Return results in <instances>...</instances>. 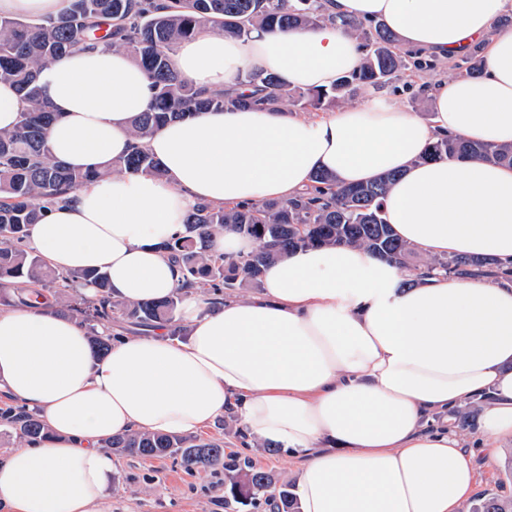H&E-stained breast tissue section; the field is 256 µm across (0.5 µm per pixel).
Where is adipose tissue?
<instances>
[{"mask_svg": "<svg viewBox=\"0 0 512 512\" xmlns=\"http://www.w3.org/2000/svg\"><path fill=\"white\" fill-rule=\"evenodd\" d=\"M330 15L383 20L403 48L448 61L481 44L484 71L429 89L419 118L367 97L320 116L248 108L169 123L146 143L165 176L117 175L84 186L32 225L31 248L54 269L99 270L115 298L162 299L182 277L162 243L206 202L285 201L315 172L343 185L399 172L389 224L430 257L483 256L512 268V167L479 159L421 162L438 138L512 143V0H326ZM364 51L342 27L239 41L207 31L171 62L207 91L244 69L328 89ZM58 118L52 156L105 169L130 153L131 120L152 97L123 51L81 50L44 66ZM413 287H406V280ZM187 330L124 338L103 358L79 320L52 303L0 308V392L34 411L51 436L0 461L5 512H101L114 460L102 442L131 430L190 436L227 409L249 441L298 459L302 512H461L477 473L449 423L488 399L480 440H512V282L401 271L364 248L300 249L269 265L254 294L207 307L184 299Z\"/></svg>", "mask_w": 512, "mask_h": 512, "instance_id": "obj_1", "label": "adipose tissue"}]
</instances>
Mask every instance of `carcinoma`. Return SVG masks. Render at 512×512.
<instances>
[{
    "label": "carcinoma",
    "instance_id": "1",
    "mask_svg": "<svg viewBox=\"0 0 512 512\" xmlns=\"http://www.w3.org/2000/svg\"><path fill=\"white\" fill-rule=\"evenodd\" d=\"M65 9L39 19L0 18V82L16 86L22 100L20 118L13 129L0 130V282L37 284L58 288L56 306L89 329L95 352L104 356L112 337L98 334L107 323H129L153 328L174 322L181 296L143 302L112 298L106 274L63 273L49 267L38 255L23 248L30 225L39 223L50 207L89 182L114 172L165 176L161 164L144 148V142L162 124L190 118L208 109L261 106L283 109L320 108L365 92L385 89L393 80L430 64L402 51L396 35L379 20H345L343 26L365 50L360 68L342 75L327 90H306L284 85L276 76L247 71L238 76L242 91H205L176 73L169 54L183 40L204 31L246 40L252 29L288 31L316 28L330 17L322 0H66ZM103 45L125 51L149 74L153 95L148 109L131 122L137 145L111 167L70 169L51 156L46 136L58 114L40 96V69L89 46ZM483 72L480 47L468 50L460 75ZM479 158L512 165V144L473 143L441 137L423 156L425 160ZM396 180L393 173L373 181L343 186L327 173L314 176L305 192L286 201L216 207L196 205L186 216L183 232L163 245V252L178 264L184 286L198 288L219 303L259 286L264 267L291 251L307 246L355 244L391 265L403 268L411 248L395 237L383 200ZM226 225L258 242L257 249L241 258L217 256L212 250L214 232ZM497 261L478 257L434 259L426 270L459 276L485 274ZM83 282L94 293L73 288ZM0 428L24 442L44 439L47 425L24 406L0 405ZM104 447L131 458L180 457L188 471L224 468V492L240 508L257 507L264 500L274 512H300L288 484H277L269 472L248 460L224 457L223 445L197 437L127 432L105 441ZM468 512H512V496L484 492Z\"/></svg>",
    "mask_w": 512,
    "mask_h": 512
}]
</instances>
